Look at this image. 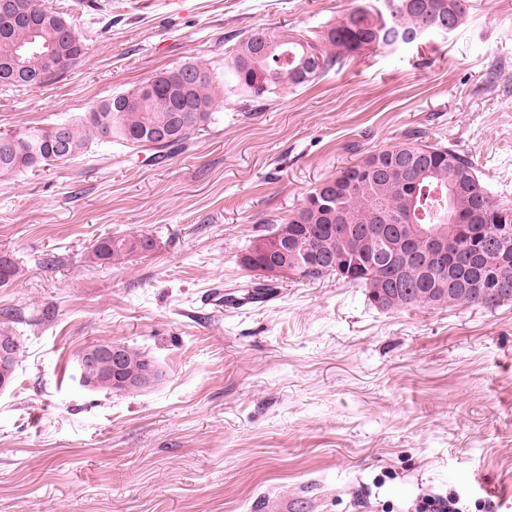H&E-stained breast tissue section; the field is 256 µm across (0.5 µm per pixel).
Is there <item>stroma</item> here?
Segmentation results:
<instances>
[{"instance_id": "stroma-1", "label": "stroma", "mask_w": 512, "mask_h": 512, "mask_svg": "<svg viewBox=\"0 0 512 512\" xmlns=\"http://www.w3.org/2000/svg\"><path fill=\"white\" fill-rule=\"evenodd\" d=\"M58 82L0 86V134L82 117L164 69L211 80L213 117L165 159L115 143L0 178V322L20 336L0 395V512H415L426 495L512 512V301L375 309L365 289L288 275L257 303L241 257L325 178L418 134L467 156L512 207V0H470L447 37L363 49L254 101L226 68L254 29L312 34L354 0H104ZM158 247L98 265L104 237ZM223 282L239 306L204 299ZM112 342L160 377L81 388Z\"/></svg>"}]
</instances>
